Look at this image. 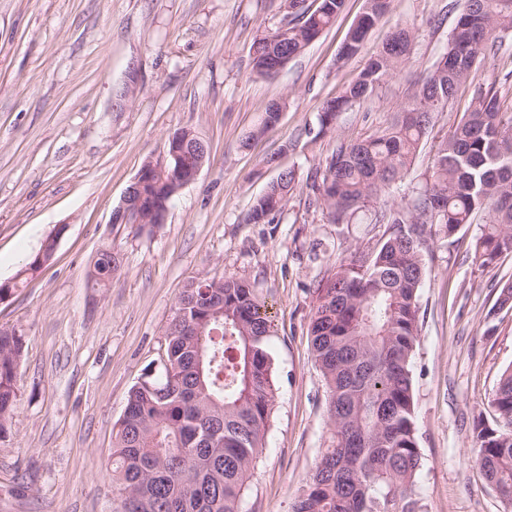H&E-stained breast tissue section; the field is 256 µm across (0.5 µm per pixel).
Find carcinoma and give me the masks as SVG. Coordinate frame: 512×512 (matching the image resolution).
Returning <instances> with one entry per match:
<instances>
[{
	"instance_id": "cac0c4a2",
	"label": "carcinoma",
	"mask_w": 512,
	"mask_h": 512,
	"mask_svg": "<svg viewBox=\"0 0 512 512\" xmlns=\"http://www.w3.org/2000/svg\"><path fill=\"white\" fill-rule=\"evenodd\" d=\"M295 23L256 37L253 67L262 76L285 65L332 25L345 0H287ZM390 0H366L363 21L373 27ZM512 33V0H463L448 49L426 73L402 111L380 131L342 142L311 179L315 202L335 224L359 213L390 225L379 246L337 266L317 289L309 333L330 392L333 441L293 512H420V453L411 359L418 336L419 288L426 274L422 249L451 237L488 212L475 254L489 266L512 254V106L495 83L478 79L481 60ZM415 34L397 25L343 92L324 101L319 133L336 128L339 114L372 95L408 60ZM363 44L356 31L339 60ZM462 88L469 111L435 147L430 167L404 206L385 196L410 173L432 115ZM295 178L280 172L257 197L249 221L270 223L288 201ZM175 193L172 170L142 178L140 196L154 228L157 212ZM107 248L95 263L93 286L117 268ZM167 335L162 375L135 385L117 423L112 471L121 512H242L251 468L268 428L273 398L267 338L268 306L250 284L233 276L198 281L182 290ZM24 340L0 327V437L8 432ZM499 427L483 426L473 454L486 480L512 507V369L492 400Z\"/></svg>"
}]
</instances>
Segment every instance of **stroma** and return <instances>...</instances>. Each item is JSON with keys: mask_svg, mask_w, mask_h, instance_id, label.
<instances>
[{"mask_svg": "<svg viewBox=\"0 0 512 512\" xmlns=\"http://www.w3.org/2000/svg\"><path fill=\"white\" fill-rule=\"evenodd\" d=\"M364 8L346 0L329 29L264 77L249 49L289 22L283 0H0V283L56 241L51 260L0 302V326L24 340L12 425L0 439V512H117L109 460L128 394L159 372L184 285L227 276L248 281L274 316V399L242 510L292 512L332 441L309 335L317 289L387 231L331 223L309 176L340 142L376 132L405 106L462 4L391 0L361 53L339 62ZM399 24L415 34L405 65L342 112L335 132L319 134L323 101L357 79ZM479 75L512 95V36ZM276 99L287 103L279 124L243 146ZM469 103L463 90L434 114L413 174L425 172ZM186 129L210 157L172 198L165 223L150 233L111 224L144 162L161 159L168 137ZM281 167L295 176L287 203L273 223H249ZM486 219L423 250L411 362L421 512H504L472 454L477 424H496L491 400L512 368V308L497 305L512 285V254L491 266L476 258ZM107 245L121 267L106 287H89Z\"/></svg>", "mask_w": 512, "mask_h": 512, "instance_id": "35a3bbf8", "label": "stroma"}]
</instances>
